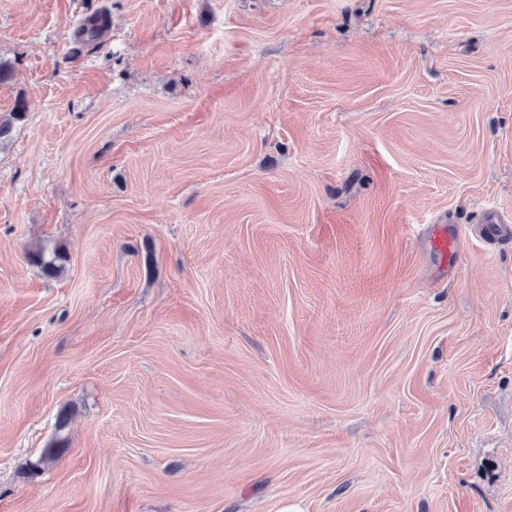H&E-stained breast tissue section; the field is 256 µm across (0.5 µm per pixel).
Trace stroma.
Listing matches in <instances>:
<instances>
[{
    "mask_svg": "<svg viewBox=\"0 0 512 512\" xmlns=\"http://www.w3.org/2000/svg\"><path fill=\"white\" fill-rule=\"evenodd\" d=\"M0 61V512H512V0H0ZM28 260L39 266L42 272L50 278L59 276L64 270V257L56 251L47 253L45 250H38L29 253Z\"/></svg>",
    "mask_w": 512,
    "mask_h": 512,
    "instance_id": "35a3bbf8",
    "label": "stroma"
}]
</instances>
